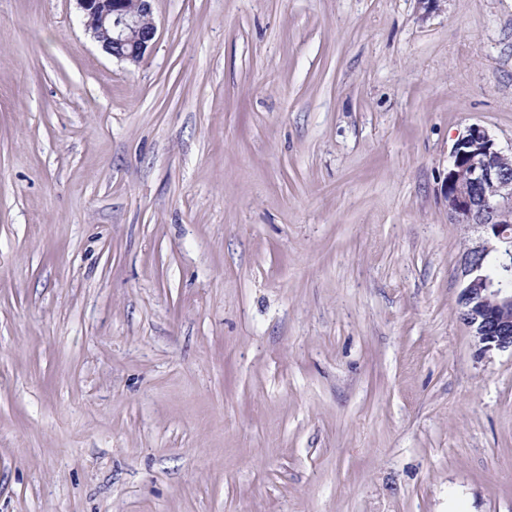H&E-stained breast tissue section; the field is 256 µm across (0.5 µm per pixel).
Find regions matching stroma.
<instances>
[{
  "label": "stroma",
  "mask_w": 512,
  "mask_h": 512,
  "mask_svg": "<svg viewBox=\"0 0 512 512\" xmlns=\"http://www.w3.org/2000/svg\"><path fill=\"white\" fill-rule=\"evenodd\" d=\"M0 0V512H512V353L441 186L512 149V0ZM84 25L102 50L112 57L139 65L153 45L156 24L152 0H75Z\"/></svg>",
  "instance_id": "35a3bbf8"
}]
</instances>
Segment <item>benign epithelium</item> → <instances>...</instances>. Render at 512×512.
Returning <instances> with one entry per match:
<instances>
[{
  "instance_id": "7a95c632",
  "label": "benign epithelium",
  "mask_w": 512,
  "mask_h": 512,
  "mask_svg": "<svg viewBox=\"0 0 512 512\" xmlns=\"http://www.w3.org/2000/svg\"><path fill=\"white\" fill-rule=\"evenodd\" d=\"M84 25L102 50L138 65L153 45L151 0H77ZM454 224L482 230L460 266L465 324L481 352L512 351V283L473 279L472 257H486L512 238V154L498 148L480 125H471L452 148L444 189Z\"/></svg>"
}]
</instances>
